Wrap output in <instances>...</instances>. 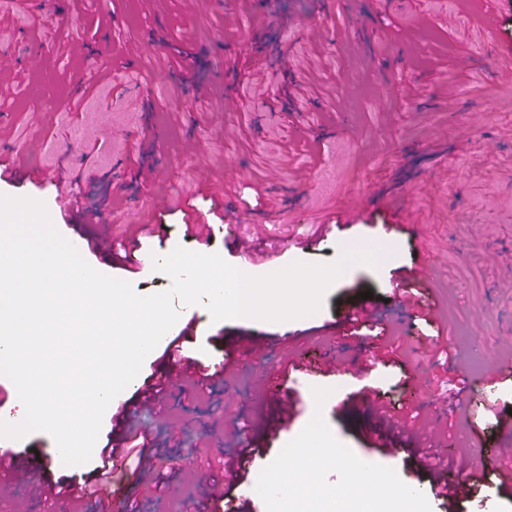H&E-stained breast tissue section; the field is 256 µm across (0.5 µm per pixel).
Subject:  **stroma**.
I'll return each instance as SVG.
<instances>
[{
    "label": "stroma",
    "instance_id": "35a3bbf8",
    "mask_svg": "<svg viewBox=\"0 0 512 512\" xmlns=\"http://www.w3.org/2000/svg\"><path fill=\"white\" fill-rule=\"evenodd\" d=\"M316 8V0H270L267 13L259 14L248 0H237L230 12L225 0H206L191 15L184 0H51L22 17L0 4V48L23 43L47 56L42 70L18 65L0 72V114L9 118L0 126V169L7 173L0 194L53 207L55 188H18L13 180L26 168L59 166L64 177L78 175L80 203L112 219L113 251L136 245L163 256L179 245L219 254L253 276L295 262H333L349 251L380 253L376 265L349 266L316 315L290 323L215 322L204 306L179 308L199 320L197 338L184 345L189 355L219 356L214 337L247 328L272 337L266 364L273 369L293 352L314 364L343 352L367 355L371 337L329 333L360 293L371 292L381 303L385 322L403 325L395 335L396 359L362 378L292 371L300 414L278 437L256 446L246 482L233 489L248 496L253 512L266 506L250 486L312 418L313 388L333 390L322 410L334 436L358 457L395 469L408 485L456 476L448 462L453 445H469L477 459L496 452L502 439L486 400L512 409V381L492 394L482 386L486 371L512 357V84L494 76L505 60L493 43L494 36H512V0H501L495 28L480 0H395L387 9L371 0H334L323 18L328 35L320 40L298 28ZM417 14L423 24L414 23ZM253 27L265 30L263 45L241 51V37ZM364 30L372 37L370 57L399 83V94L388 95L385 78L356 53L350 37ZM73 39L87 46L84 56L71 55ZM198 85L211 88L200 105L193 99ZM342 121L351 128L348 137L328 139L327 131ZM115 127L139 131V141L109 137ZM160 154L167 173L142 192L134 173ZM199 161L238 169L229 208L219 207L193 175ZM159 198L166 208L152 213ZM252 201L269 231L256 246L257 259L248 261L226 241L224 225L230 210L245 211ZM351 207L363 211L365 225L325 233V225ZM387 207L411 209L413 229L380 235ZM196 213L214 227L203 241L186 230ZM313 236L321 239L315 250L292 248V240ZM81 255L139 295L171 286L154 267L130 272L90 250ZM423 260L431 272L426 294L433 322L412 325L390 300L393 277ZM366 385L374 403L390 411L413 407L410 427L446 432L435 467L415 470L410 457L393 459L373 446L370 436L382 426L369 406L337 413L340 402ZM201 388L190 396L172 383L160 410L133 409V423L158 436L154 462L168 492L158 496L153 481L124 471L118 479L129 512H202L205 496L193 471L230 481L225 460L240 459L244 436L257 434L274 412L245 358L224 380L203 381ZM0 448L40 455L27 478L0 474V512H12L20 500L30 512H62L61 499L29 495L30 481L55 466L53 438L43 432L0 438ZM501 474L488 470L487 482L469 497H429L432 512H512V499L499 492Z\"/></svg>",
    "mask_w": 512,
    "mask_h": 512
}]
</instances>
